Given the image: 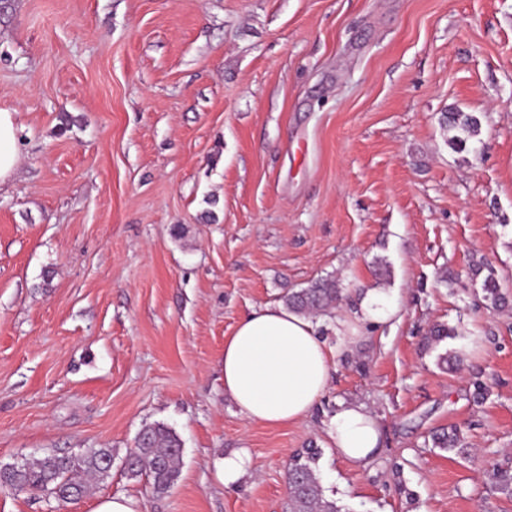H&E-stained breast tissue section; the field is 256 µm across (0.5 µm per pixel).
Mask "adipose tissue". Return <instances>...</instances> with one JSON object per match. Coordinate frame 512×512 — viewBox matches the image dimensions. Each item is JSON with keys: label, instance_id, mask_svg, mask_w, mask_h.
Instances as JSON below:
<instances>
[{"label": "adipose tissue", "instance_id": "adipose-tissue-1", "mask_svg": "<svg viewBox=\"0 0 512 512\" xmlns=\"http://www.w3.org/2000/svg\"><path fill=\"white\" fill-rule=\"evenodd\" d=\"M337 348L320 338L309 316L291 308L265 306L253 311L224 340V391L254 422L282 426L304 419L326 391L339 349L354 337L337 327ZM378 419L357 403H339L327 435L350 464L363 467L380 442Z\"/></svg>", "mask_w": 512, "mask_h": 512}]
</instances>
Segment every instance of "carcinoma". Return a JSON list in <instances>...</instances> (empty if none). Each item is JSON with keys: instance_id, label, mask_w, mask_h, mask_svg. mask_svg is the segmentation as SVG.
Returning <instances> with one entry per match:
<instances>
[{"instance_id": "cac0c4a2", "label": "carcinoma", "mask_w": 512, "mask_h": 512, "mask_svg": "<svg viewBox=\"0 0 512 512\" xmlns=\"http://www.w3.org/2000/svg\"><path fill=\"white\" fill-rule=\"evenodd\" d=\"M451 145L461 144L479 133V120L467 112L448 114ZM340 299L336 282L325 279L304 288L286 299L295 311L310 315L325 311ZM436 447L448 448L459 455L469 450L460 446L457 432L439 434ZM320 451L307 448L292 456L288 466L289 512H341L336 502L324 496L316 463ZM182 457V442L176 432L163 423L146 424L140 430L134 447L125 457V468L132 477L147 478L154 493H168L178 481ZM112 469V449L89 448L76 456L50 454L35 461H23L0 466V488L16 493L43 491L55 499L67 502L85 492L80 477L106 478ZM492 479L498 489L512 495V467H496Z\"/></svg>"}]
</instances>
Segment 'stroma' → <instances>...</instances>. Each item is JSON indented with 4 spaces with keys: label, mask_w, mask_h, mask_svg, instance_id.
I'll use <instances>...</instances> for the list:
<instances>
[{
    "label": "stroma",
    "mask_w": 512,
    "mask_h": 512,
    "mask_svg": "<svg viewBox=\"0 0 512 512\" xmlns=\"http://www.w3.org/2000/svg\"><path fill=\"white\" fill-rule=\"evenodd\" d=\"M0 108V465L113 457L71 503L0 512H288L305 448L341 512H512V0H9ZM456 110L480 122L461 150ZM326 278L359 344L307 418L250 421L225 338ZM369 290L395 319L354 320ZM340 401L381 424L366 468L325 432ZM155 422L183 442L162 496L123 467ZM451 429L469 457L434 446ZM16 112L0 109V184L15 170L18 160ZM250 456L246 451H241L224 459V482L231 484L236 482L250 466Z\"/></svg>",
    "instance_id": "stroma-1"
}]
</instances>
